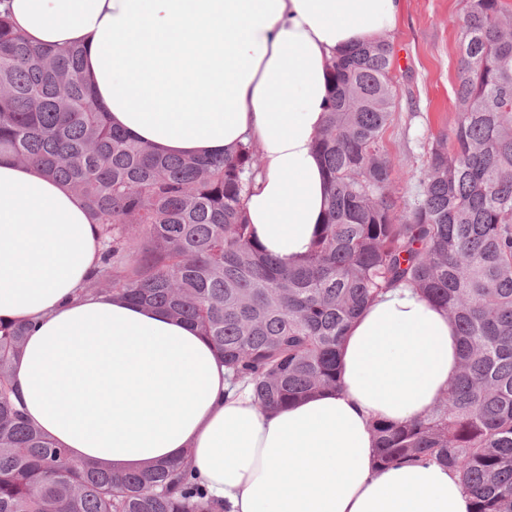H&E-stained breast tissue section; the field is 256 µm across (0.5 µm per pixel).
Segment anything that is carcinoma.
<instances>
[{"label": "carcinoma", "mask_w": 512, "mask_h": 512, "mask_svg": "<svg viewBox=\"0 0 512 512\" xmlns=\"http://www.w3.org/2000/svg\"><path fill=\"white\" fill-rule=\"evenodd\" d=\"M449 129L430 136L415 192H393L383 133L398 92L387 40L330 68L315 150L328 206L289 267L245 215L261 164L248 142L205 158L156 153L110 125L83 75L85 48L31 43L0 14V153L69 185L99 225L82 286L196 326L231 386L262 409L340 386L352 320L408 285L457 326L460 368L429 413L376 422L377 464L437 462L473 512H512V8L466 0ZM31 326L0 320V512H216L191 460L115 471L76 462L34 427L9 373Z\"/></svg>", "instance_id": "obj_1"}]
</instances>
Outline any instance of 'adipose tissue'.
<instances>
[{"label": "adipose tissue", "mask_w": 512, "mask_h": 512, "mask_svg": "<svg viewBox=\"0 0 512 512\" xmlns=\"http://www.w3.org/2000/svg\"><path fill=\"white\" fill-rule=\"evenodd\" d=\"M39 44L87 48L84 75L113 126L169 155L257 144L245 207L265 249L309 252L327 203L314 149L327 73L393 30L400 0H6ZM83 201L0 156V318L32 323L13 384L29 420L77 460L133 471L191 454L230 512H472L436 463L378 467L372 425L430 410L459 365L447 312L412 288L350 326L341 387L278 410L231 386L198 329L110 294H84L98 260Z\"/></svg>", "instance_id": "ef3b65f1"}]
</instances>
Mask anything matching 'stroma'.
<instances>
[{
	"label": "stroma",
	"instance_id": "obj_1",
	"mask_svg": "<svg viewBox=\"0 0 512 512\" xmlns=\"http://www.w3.org/2000/svg\"><path fill=\"white\" fill-rule=\"evenodd\" d=\"M398 23L387 36L394 47L391 76L399 91L394 121L384 134L396 191H412L408 179L425 156L419 141L452 124L454 88L465 0H400Z\"/></svg>",
	"mask_w": 512,
	"mask_h": 512
}]
</instances>
